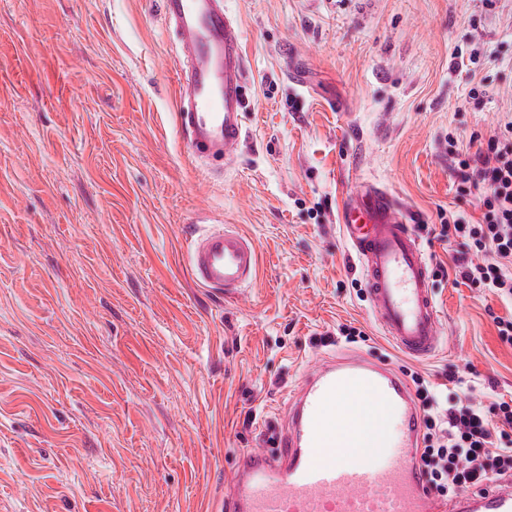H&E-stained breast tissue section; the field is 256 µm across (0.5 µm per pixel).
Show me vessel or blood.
<instances>
[{"label": "vessel or blood", "instance_id": "obj_1", "mask_svg": "<svg viewBox=\"0 0 512 512\" xmlns=\"http://www.w3.org/2000/svg\"><path fill=\"white\" fill-rule=\"evenodd\" d=\"M177 37L178 124L193 160L231 158L244 135L247 65L224 0H161ZM342 234L366 282L376 324L417 361L441 348L439 311L425 254L395 198L368 186L347 199ZM193 281L227 299L253 282L259 254L236 229L207 227L191 239ZM276 453L239 460L227 512H512V477L451 498L433 493L419 468L421 412L395 369L349 354L307 371L288 406Z\"/></svg>", "mask_w": 512, "mask_h": 512}]
</instances>
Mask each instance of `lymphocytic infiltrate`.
I'll list each match as a JSON object with an SVG mask.
<instances>
[{"instance_id": "obj_1", "label": "lymphocytic infiltrate", "mask_w": 512, "mask_h": 512, "mask_svg": "<svg viewBox=\"0 0 512 512\" xmlns=\"http://www.w3.org/2000/svg\"><path fill=\"white\" fill-rule=\"evenodd\" d=\"M461 187L476 194L480 223L449 215L442 234L460 239L455 258L461 277L512 301V121L486 148L454 163ZM423 411L419 467L441 496L512 472V404L487 408L472 395H448L413 374Z\"/></svg>"}]
</instances>
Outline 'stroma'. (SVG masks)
I'll use <instances>...</instances> for the list:
<instances>
[{
  "label": "stroma",
  "mask_w": 512,
  "mask_h": 512,
  "mask_svg": "<svg viewBox=\"0 0 512 512\" xmlns=\"http://www.w3.org/2000/svg\"><path fill=\"white\" fill-rule=\"evenodd\" d=\"M247 59L226 170L186 154L159 0H0V512H225L324 356H367L512 399L496 295L439 213L482 211L449 147L512 120V0H226ZM404 208L430 263L438 355L383 336L339 221L360 185ZM254 240L255 282L196 285L193 228ZM366 338L345 342L344 326Z\"/></svg>",
  "instance_id": "1"
}]
</instances>
